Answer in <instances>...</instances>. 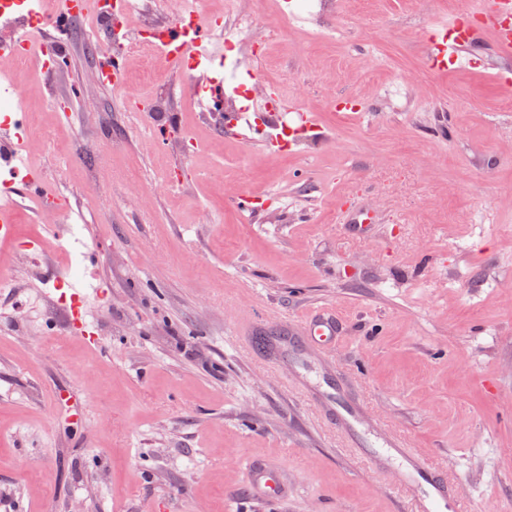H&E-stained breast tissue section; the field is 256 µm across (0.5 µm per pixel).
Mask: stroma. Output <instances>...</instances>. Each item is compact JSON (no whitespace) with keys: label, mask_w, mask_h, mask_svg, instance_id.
Listing matches in <instances>:
<instances>
[{"label":"stroma","mask_w":512,"mask_h":512,"mask_svg":"<svg viewBox=\"0 0 512 512\" xmlns=\"http://www.w3.org/2000/svg\"><path fill=\"white\" fill-rule=\"evenodd\" d=\"M233 2L252 25L245 68L317 117L297 152L239 143L165 67L175 130L154 141L124 92L96 84L88 39L67 43L52 92L71 128L26 143L85 221L62 252L26 208L0 244V512H407L391 476L288 389L293 363L266 366L239 334V316L276 333L323 305L344 321L350 397L447 473V512H512V58L476 0H339L289 24L302 0ZM452 21L475 27L472 64L432 70L430 36ZM241 193L260 209H239ZM354 205L377 230L339 223ZM41 238L35 264L24 244ZM73 273L94 347L50 323ZM255 456L286 470L287 499L251 495Z\"/></svg>","instance_id":"stroma-1"}]
</instances>
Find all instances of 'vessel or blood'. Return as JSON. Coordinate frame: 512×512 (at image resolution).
<instances>
[{"label": "vessel or blood", "instance_id": "obj_1", "mask_svg": "<svg viewBox=\"0 0 512 512\" xmlns=\"http://www.w3.org/2000/svg\"><path fill=\"white\" fill-rule=\"evenodd\" d=\"M80 0H0V21L12 24L25 18L42 22L40 31L43 72H50L51 61L61 54L63 36L73 19ZM479 12L494 27L495 46L505 57L512 56V30L499 26V17L512 13V0H480ZM153 44L169 67L180 72L196 73L199 81L196 93L209 110L224 114L229 129L244 132L246 144L257 145L272 153L297 148L303 138L316 131L312 113L294 109L288 123L279 124L264 113L228 112L224 109L226 94L223 78L212 75L208 64L224 53L223 26L212 15L195 20L193 29H186L177 20H169L157 29ZM451 26H441L429 45V55L437 68L454 62L467 65L468 56L461 52V42L451 35ZM128 56L118 51L100 55L96 67L102 88H119ZM26 134L25 116L10 113L0 121V156L11 162L15 179L0 185V241H13L16 213L20 205L32 204L37 213L52 209L67 216L73 213L74 196L61 193L42 169L32 163L18 142ZM84 286L79 279L64 280L53 304L62 316L67 335L95 344L93 331L85 321ZM341 320L331 306H320L292 320L288 330L275 338L268 349L274 358H288L300 365L296 387L305 398L335 425L349 447L359 448L369 443L371 420L361 403L351 400L344 386L338 385L336 367L330 351L341 334ZM378 462L397 460L401 463L399 479L410 494V512H445L451 484L447 474L425 455L409 450L401 438L381 440L374 452ZM254 494L271 501L287 498L288 483L283 479L274 460L255 458L245 465Z\"/></svg>", "mask_w": 512, "mask_h": 512}]
</instances>
